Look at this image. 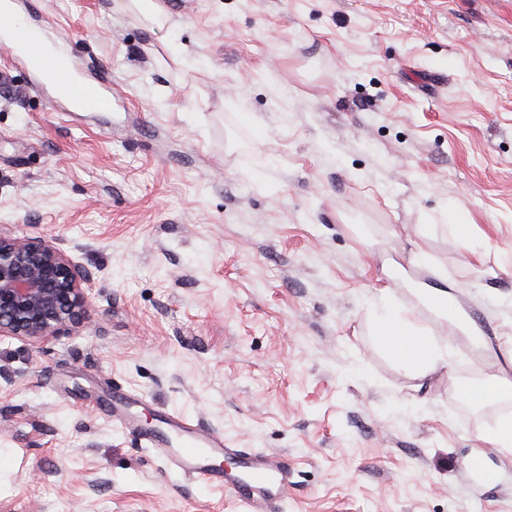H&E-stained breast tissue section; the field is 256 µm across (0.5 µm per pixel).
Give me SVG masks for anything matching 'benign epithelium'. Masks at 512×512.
<instances>
[{
	"mask_svg": "<svg viewBox=\"0 0 512 512\" xmlns=\"http://www.w3.org/2000/svg\"><path fill=\"white\" fill-rule=\"evenodd\" d=\"M91 279L44 238L0 235V336L41 344L80 328Z\"/></svg>",
	"mask_w": 512,
	"mask_h": 512,
	"instance_id": "1",
	"label": "benign epithelium"
}]
</instances>
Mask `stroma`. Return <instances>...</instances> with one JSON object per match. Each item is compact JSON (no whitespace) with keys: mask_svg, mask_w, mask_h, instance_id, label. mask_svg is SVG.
<instances>
[{"mask_svg":"<svg viewBox=\"0 0 512 512\" xmlns=\"http://www.w3.org/2000/svg\"><path fill=\"white\" fill-rule=\"evenodd\" d=\"M108 112H68L0 50V233L89 269L80 331L0 339V512H234L92 410L149 409L287 452L279 512H512L465 474L512 402L465 410L456 380L512 378V0H16ZM470 226L468 246L448 226ZM472 310L495 364L407 374L367 297L400 271Z\"/></svg>","mask_w":512,"mask_h":512,"instance_id":"35a3bbf8","label":"stroma"}]
</instances>
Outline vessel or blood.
I'll return each instance as SVG.
<instances>
[{"label":"vessel or blood","instance_id":"b4317fda","mask_svg":"<svg viewBox=\"0 0 512 512\" xmlns=\"http://www.w3.org/2000/svg\"><path fill=\"white\" fill-rule=\"evenodd\" d=\"M13 0H0V49L26 65L37 82H50L60 100L82 112H108L112 97L99 81L77 77L44 52L34 32L17 19ZM142 397L127 391L95 405L97 416L136 434L140 448L163 457L183 477L218 487L241 512H277L294 486L288 455L273 450L235 448L222 432L179 413L158 412L153 426L140 422Z\"/></svg>","mask_w":512,"mask_h":512}]
</instances>
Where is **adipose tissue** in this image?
Here are the masks:
<instances>
[{"mask_svg": "<svg viewBox=\"0 0 512 512\" xmlns=\"http://www.w3.org/2000/svg\"><path fill=\"white\" fill-rule=\"evenodd\" d=\"M374 314L372 335L406 372L424 376L447 367L449 344L429 327L418 324L391 288L380 289L370 300ZM459 395L471 406L483 408L512 397V382L499 377L460 381Z\"/></svg>", "mask_w": 512, "mask_h": 512, "instance_id": "obj_1", "label": "adipose tissue"}]
</instances>
